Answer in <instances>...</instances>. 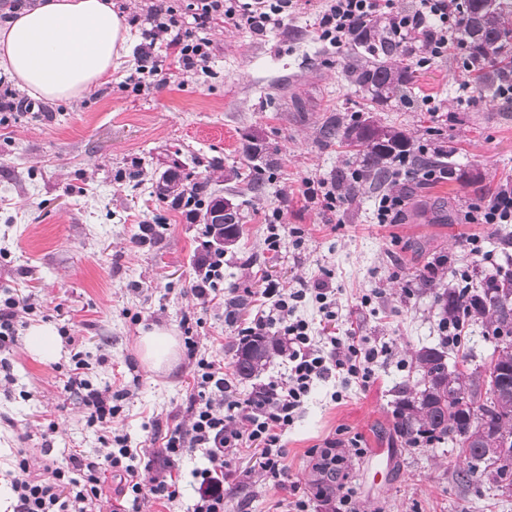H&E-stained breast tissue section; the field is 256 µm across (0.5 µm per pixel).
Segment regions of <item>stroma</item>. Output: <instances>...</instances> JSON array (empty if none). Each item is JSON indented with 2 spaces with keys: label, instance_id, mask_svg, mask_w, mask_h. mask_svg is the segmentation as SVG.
I'll return each mask as SVG.
<instances>
[{
  "label": "stroma",
  "instance_id": "35a3bbf8",
  "mask_svg": "<svg viewBox=\"0 0 512 512\" xmlns=\"http://www.w3.org/2000/svg\"><path fill=\"white\" fill-rule=\"evenodd\" d=\"M312 22L302 13L264 35L216 28L206 71L188 79L172 74L137 93L121 87L143 41L142 25H132L109 82L77 102L38 100V113L0 126V291L17 290L37 307L15 344L0 349L13 378L9 389L0 388V512L10 502L18 452L37 465L47 443L62 465L73 450L98 445L84 409L64 391L72 351L86 354L98 387L130 385L120 420L133 448L148 447L156 427L170 426L193 387L186 358L168 371L149 370L139 336L161 327L178 337L182 318H197L202 352L234 372L238 343L224 305L201 307L192 292L201 226L185 223L156 195L159 179L173 171L238 207L241 233L224 253V295L254 291L239 319L260 309L263 279L292 286L327 268L340 290L338 335L352 329L394 346L368 386L317 381L282 438L287 486L227 481L224 512H286L296 486L315 495L319 476L308 451L341 432L359 437L366 450L348 469L364 512H512V492L486 481L475 489L456 482L455 449L411 448L394 429L398 388L416 376L413 354L441 340L433 294L456 287L453 269L470 261L467 239L478 236L497 255L512 242V224L464 221L473 199L512 181V107L492 106L476 92L460 101V61L451 53L416 70L408 103L370 111L367 93L346 75L347 52L317 40ZM427 96L434 106L424 104ZM336 115L370 117L404 130L415 144L452 148L455 177L408 179L397 224L374 223L372 190L335 212L306 202L303 179L332 181L359 164L347 148L320 139L322 124ZM252 168L263 183L258 193L241 179ZM275 207L303 235L286 237L273 255L264 240L265 216ZM144 224L162 227L152 243L139 241ZM440 255L448 258L441 266ZM365 294L373 301L358 308ZM45 324L73 338L50 361L25 347L30 328ZM337 391L342 400H334ZM51 422L56 432L42 439ZM377 453L383 465L376 475L369 463Z\"/></svg>",
  "mask_w": 512,
  "mask_h": 512
}]
</instances>
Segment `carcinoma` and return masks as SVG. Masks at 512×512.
Segmentation results:
<instances>
[{"label":"carcinoma","mask_w":512,"mask_h":512,"mask_svg":"<svg viewBox=\"0 0 512 512\" xmlns=\"http://www.w3.org/2000/svg\"><path fill=\"white\" fill-rule=\"evenodd\" d=\"M461 19L455 31L467 49L461 78L493 103L498 87L512 82V0H463ZM349 45L355 49L346 64L349 77L372 103L384 105L406 96L411 52L392 43L382 22L355 24ZM321 137L353 147L360 155L354 174L336 177V185L350 201L367 188L384 186L398 157L409 158L415 171L437 161L435 155H422L404 131L368 118L352 123L331 119ZM188 197L199 206L203 223H214L212 214L224 199L205 193L200 182L182 187L176 202ZM222 220L228 247L240 234L238 208L229 204ZM492 281V287L473 288L467 296L450 288L434 297L443 320L467 313L469 320L489 325L488 339L494 345L489 368L470 366L467 353L461 366L449 367L446 340L419 349L415 354L419 378L397 402L395 429L412 448L446 442L458 449L463 464L458 476L463 481L479 476L512 486V271H501ZM278 355L280 348L271 337L241 345L236 350L237 373L250 379Z\"/></svg>","instance_id":"1"}]
</instances>
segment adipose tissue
Returning <instances> with one entry per match:
<instances>
[{
    "label": "adipose tissue",
    "instance_id": "adipose-tissue-1",
    "mask_svg": "<svg viewBox=\"0 0 512 512\" xmlns=\"http://www.w3.org/2000/svg\"><path fill=\"white\" fill-rule=\"evenodd\" d=\"M130 38L112 0H36L0 21V69L28 96L77 101L111 76ZM142 361L169 367L178 340L157 328L140 338Z\"/></svg>",
    "mask_w": 512,
    "mask_h": 512
}]
</instances>
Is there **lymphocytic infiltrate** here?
I'll return each mask as SVG.
<instances>
[{
    "label": "lymphocytic infiltrate",
    "instance_id": "f902f5d3",
    "mask_svg": "<svg viewBox=\"0 0 512 512\" xmlns=\"http://www.w3.org/2000/svg\"><path fill=\"white\" fill-rule=\"evenodd\" d=\"M311 0H193L188 16L169 7L151 6L146 14H133V21H147L140 45L123 88L141 91L147 79L165 75L167 63H174L183 76L206 69L212 52L208 31L233 24L261 35L284 26L288 17L299 13ZM451 0H416L412 9L399 11L394 0H321L314 13L313 27L322 41L340 49L346 46L348 28L359 21H383L391 38L401 45L417 44L416 64L424 68L447 54L450 33L460 21L450 9ZM395 176L375 199V220L395 223L406 204L402 180L408 176L406 159L395 161ZM466 220L471 224H512V185H502L488 197L468 205ZM201 275L192 288L201 303L223 299L224 253L212 240L201 244L197 257ZM338 290L332 273L298 281L286 288L268 282L262 291L265 306L247 322L227 314L225 321L238 342L260 336L276 337L285 349L288 374L259 384L248 395H240L233 378L219 361L201 352L196 337L185 341L193 387L177 422L167 428L156 448H132L127 437L114 428L129 388L111 390L95 387L88 378L89 365L83 352H75L65 384L86 411V421L100 432L99 448L69 454L66 465L46 460L39 473H31L30 461L16 459L19 476L11 482V512H96L108 503L104 486L118 482L117 500L109 512H151L154 504L166 507L179 501L182 491L174 478V466L185 453L199 451L206 467L193 472L194 503L189 512H224V482L234 478L233 464L246 450H255L257 472L263 481L284 486L288 477L283 464L282 437L307 399L313 384L336 377L341 385H368L378 363L393 355L389 343H377L356 334L313 335L309 322L299 316L304 302L314 303L324 322L335 323ZM29 298L5 291L0 296V346L13 343L18 325L33 315ZM359 439H335L310 449L313 468L324 489L315 497L301 495L291 503L292 512H311L315 501L333 500L338 512H361L360 504L347 484V469L362 457Z\"/></svg>",
    "mask_w": 512,
    "mask_h": 512
}]
</instances>
